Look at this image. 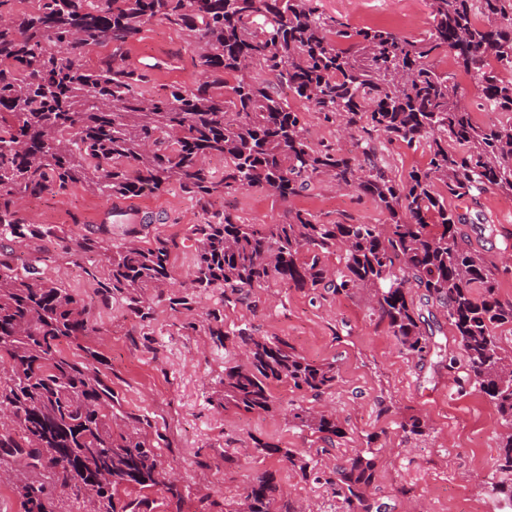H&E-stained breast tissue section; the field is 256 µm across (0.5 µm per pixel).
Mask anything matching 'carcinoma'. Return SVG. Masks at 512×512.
<instances>
[{
  "label": "carcinoma",
  "instance_id": "carcinoma-1",
  "mask_svg": "<svg viewBox=\"0 0 512 512\" xmlns=\"http://www.w3.org/2000/svg\"><path fill=\"white\" fill-rule=\"evenodd\" d=\"M313 2L37 0L28 12L0 13V242L55 235L68 253L98 248L89 237L28 224L17 209L23 197L78 183L107 200L172 182L199 196L232 182L285 202L316 177L354 189L386 211L385 223L323 224L308 210L290 208L270 224H240L226 213L192 225V292L222 288L228 305L271 280L346 296L367 291L402 351L422 361L441 353L414 307L412 290L424 291L446 311L464 351L463 364L451 358L448 371L462 369L459 388L478 390L495 409L504 429L498 467L512 472V353L495 334L512 324V302L500 298L495 265L465 246L459 225L466 218L445 200L488 190L512 195V80L500 75L512 70V0H429L430 29L415 39L387 27L352 29ZM153 20L188 32L207 80L153 95L135 69H87L73 61L90 44L135 40ZM444 51L454 55L453 72L429 64ZM249 65L274 74L327 120L423 147L426 167L397 181L379 166L372 138L360 140L357 155L311 146L299 113L247 72ZM459 73L475 83L484 106L509 118L477 124L458 93ZM212 158L224 160L227 179L213 178L206 165ZM105 250V287L135 317L150 318L145 292L152 288L161 299L173 278L168 243L129 241ZM335 250L339 261L331 270L323 258ZM41 263L35 256L19 266L0 250V363L8 365L0 380V457L87 499L93 512H141L143 500L124 501L120 492L155 488L166 493L171 512H182L159 444L148 436L150 420L112 411L119 400L98 368L101 354L86 347L72 359L60 349L62 340L94 328L88 307L43 276ZM207 330L225 353L245 356L224 362L211 396L217 406L279 410L327 444L343 437L336 413L285 404L272 390L286 383L319 397L336 384L334 364L311 362L283 339L228 328L218 311L207 314ZM253 451L329 485L341 512H380L369 497L381 465L378 448L359 450L330 475L275 442L255 438ZM15 491L23 512H57L45 483L23 475ZM224 512L298 508L266 470L240 499L224 501Z\"/></svg>",
  "mask_w": 512,
  "mask_h": 512
}]
</instances>
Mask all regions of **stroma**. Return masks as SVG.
<instances>
[{"instance_id":"1","label":"stroma","mask_w":512,"mask_h":512,"mask_svg":"<svg viewBox=\"0 0 512 512\" xmlns=\"http://www.w3.org/2000/svg\"><path fill=\"white\" fill-rule=\"evenodd\" d=\"M320 11L351 28L388 26L418 38L430 27L427 0H316ZM139 69L145 88L161 93L170 86L193 88L201 80L196 53L186 31L161 21L147 24L139 38L118 47L91 46L79 63L94 68L106 60ZM300 113L305 134L313 146L335 145L354 151L359 133L322 113L305 100L289 97ZM387 172L406 179L428 161L422 147L402 142L382 144ZM151 221L137 225L135 240L147 245L168 240L175 272L172 294L187 293L197 256L190 236L192 225L213 214L228 212L242 224L282 219L288 207L307 209L325 224H382L386 215L353 190H340L324 179H313L307 190L282 201L267 191L240 186L226 188L210 198L196 199L173 184L159 192L132 198ZM108 207L83 186L64 193H44L21 200L28 223L50 226L59 233L88 236L110 244L123 242L124 225L103 220ZM449 209L466 218L461 230L469 248L498 268L499 294L512 300V195L490 191L448 201ZM16 257L42 252L46 276L90 307L95 330L80 343L62 341V350L79 354L89 346L104 359L103 370L126 411L148 417L150 437L158 438L160 459L175 469L180 494L189 504L210 502L206 512H224V501L242 493L249 480L264 470L276 472L288 501L311 505L313 512H337L339 505L328 485L302 481L274 458L252 451L256 438L271 440L314 458L318 469L331 472L374 441L383 463L371 494L381 512H411L420 503L423 512H512V504L495 497L489 484L496 475L502 428L493 406L478 392H459L445 365L431 358L407 359L387 324L374 314L369 296H345L328 289L298 290L277 281L255 289L243 304L225 307L223 289L201 295L192 311L171 310L167 302L148 296L153 317L132 320L120 299L109 296L101 284L109 265L98 252H64L56 238L14 242ZM417 312L429 324L444 356L462 359V348L446 315L414 291ZM224 311L228 327L288 341L297 353L316 363H333L338 372L334 388L321 398L274 385V393L296 404L336 411L346 435L327 445L309 430L294 427L282 412L246 413L212 405L209 398L216 377L224 371V350L209 336V310ZM422 416V435H407L404 417ZM232 453L234 463L224 461ZM411 490L410 498L396 495L398 486Z\"/></svg>"}]
</instances>
